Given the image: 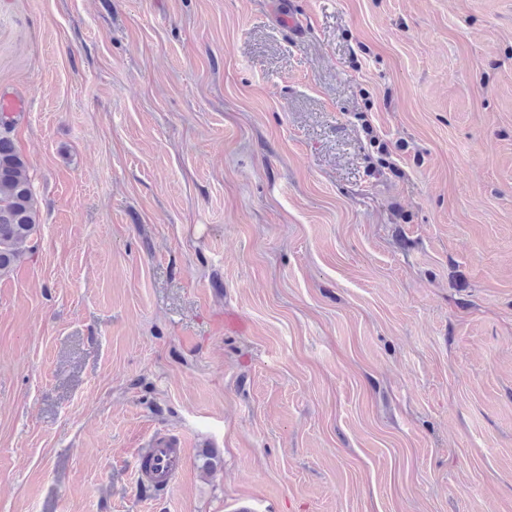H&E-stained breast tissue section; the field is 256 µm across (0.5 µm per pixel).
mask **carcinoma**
<instances>
[{
	"label": "carcinoma",
	"instance_id": "obj_1",
	"mask_svg": "<svg viewBox=\"0 0 512 512\" xmlns=\"http://www.w3.org/2000/svg\"><path fill=\"white\" fill-rule=\"evenodd\" d=\"M11 122L0 116V276L18 259V246L37 231V200L28 164L10 136Z\"/></svg>",
	"mask_w": 512,
	"mask_h": 512
}]
</instances>
